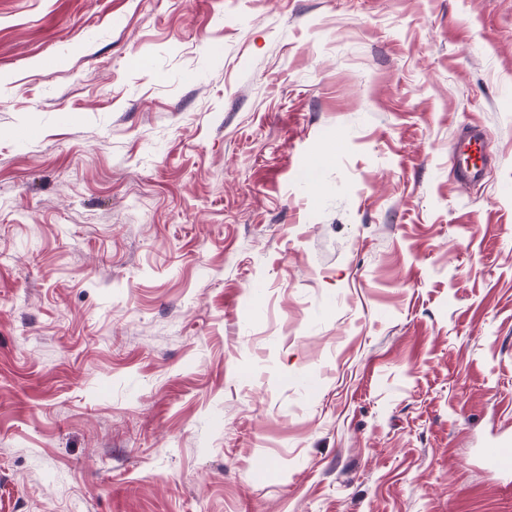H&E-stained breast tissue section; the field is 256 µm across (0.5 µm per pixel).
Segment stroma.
Returning <instances> with one entry per match:
<instances>
[{"mask_svg":"<svg viewBox=\"0 0 512 512\" xmlns=\"http://www.w3.org/2000/svg\"><path fill=\"white\" fill-rule=\"evenodd\" d=\"M502 431L512 0H0V512H512ZM488 139L484 132L478 129L467 131L462 139L454 144L455 177L464 185H473L483 176L485 165H479L480 160L487 154ZM484 459L501 474L508 476L512 472V438L501 437L481 448Z\"/></svg>","mask_w":512,"mask_h":512,"instance_id":"1","label":"stroma"}]
</instances>
